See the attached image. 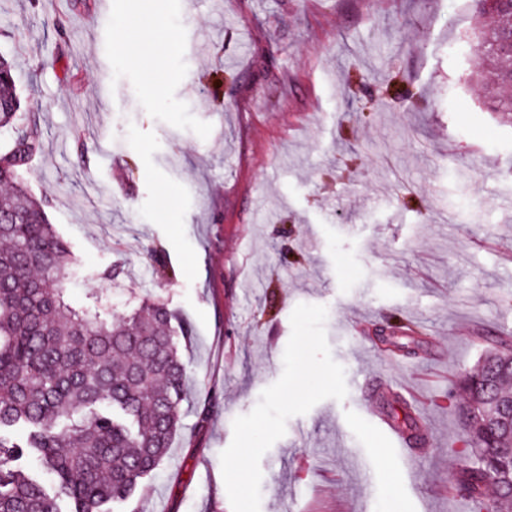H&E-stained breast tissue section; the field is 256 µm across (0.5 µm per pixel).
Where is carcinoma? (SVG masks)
Instances as JSON below:
<instances>
[{
	"instance_id": "cac0c4a2",
	"label": "carcinoma",
	"mask_w": 512,
	"mask_h": 512,
	"mask_svg": "<svg viewBox=\"0 0 512 512\" xmlns=\"http://www.w3.org/2000/svg\"><path fill=\"white\" fill-rule=\"evenodd\" d=\"M473 12L492 20L477 32L487 39L483 67L472 80L492 90L505 83L512 58L493 49L512 35V13ZM491 110L512 116V95H491ZM14 62L0 54V131L12 132L0 153V512H61L64 496L73 512H106L128 499L164 460L182 426L186 368L180 348L190 328L172 325L174 314L159 301H144L127 315H109L105 292L74 306L66 285L80 269L67 243L50 224L47 200L24 181L42 150L35 113L20 120ZM474 381L463 385L465 404L492 412L509 401L512 371L501 354L512 341L488 337ZM467 461L456 488L476 512H487L512 492L497 479L499 449L512 448V434L487 426L476 433L464 422ZM35 455L55 493L14 466Z\"/></svg>"
}]
</instances>
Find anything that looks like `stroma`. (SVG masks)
Wrapping results in <instances>:
<instances>
[{
	"instance_id": "1",
	"label": "stroma",
	"mask_w": 512,
	"mask_h": 512,
	"mask_svg": "<svg viewBox=\"0 0 512 512\" xmlns=\"http://www.w3.org/2000/svg\"><path fill=\"white\" fill-rule=\"evenodd\" d=\"M476 23L468 0H0L67 297L193 329L170 453L108 512H473L458 378L512 335V125L465 83Z\"/></svg>"
}]
</instances>
